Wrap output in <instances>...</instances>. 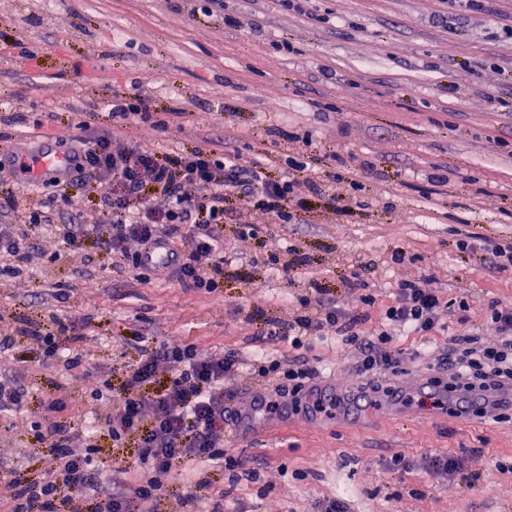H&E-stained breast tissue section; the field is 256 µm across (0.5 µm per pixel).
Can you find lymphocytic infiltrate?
<instances>
[{"label": "lymphocytic infiltrate", "mask_w": 512, "mask_h": 512, "mask_svg": "<svg viewBox=\"0 0 512 512\" xmlns=\"http://www.w3.org/2000/svg\"><path fill=\"white\" fill-rule=\"evenodd\" d=\"M108 116L116 125L150 122L163 130L169 127L168 120L138 95L114 97ZM77 128L69 154L75 163L72 173L43 178L42 191L34 198L13 192L0 195V210L11 214L10 223L0 224L1 272L23 275L37 253L30 242L34 233L54 235L70 258L80 254L87 239L99 240L110 254L145 275L150 272L146 251L162 241L175 259L170 275L179 286L215 294L224 280L226 196L235 198L242 235L251 232L254 213L279 224H295L307 209L298 193V175L308 169L304 158L290 159L286 174L275 180L261 163L243 160L237 151L218 144L170 156L113 138L84 121ZM86 176L103 194L96 224L53 223L54 212L71 205L67 186ZM181 224L193 227L186 247L175 240ZM444 308L431 279H404L385 311L387 328L376 338L360 337L357 319L328 306L296 317L288 327V341L300 349L316 338L340 336L357 346L360 372H392L399 363L390 347L393 334L440 329ZM487 323L499 338L497 344L480 346L472 336L451 337L441 357L448 393L461 397L512 382V306L491 305ZM246 367L275 393V400L266 404L270 411L278 410V397L298 394L318 376L305 362L290 364L261 355L247 362L234 352L206 353L176 338L142 349L127 369L115 406L95 413L113 442L132 435L142 449L138 465L118 467L110 474L121 490L102 503L99 512H140L141 502L163 495L171 479L195 483V474L186 467L190 461L239 467V460L224 450V382ZM35 438L53 457L54 466L38 482L10 480L0 494V512H81V498L98 479L91 467L90 435L53 423L37 427Z\"/></svg>", "instance_id": "f902f5d3"}]
</instances>
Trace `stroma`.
<instances>
[{"label":"stroma","instance_id":"35a3bbf8","mask_svg":"<svg viewBox=\"0 0 512 512\" xmlns=\"http://www.w3.org/2000/svg\"><path fill=\"white\" fill-rule=\"evenodd\" d=\"M228 16L234 25H225ZM507 25L512 0L481 11L447 0H305L299 11L286 0H222L207 13L199 0H0V148L40 139L47 112L54 142H70L77 113L106 127L113 97L136 94L174 113L172 127L114 133L157 151L174 156L223 141L273 178L288 157L317 159L312 187L300 189L313 218L272 224L254 214L257 234L236 238L216 298L169 278H137L94 241L72 261L33 237L44 255L32 278L0 275V335L12 338L0 371L19 373L32 394L27 413L0 415V457L25 477L41 476L52 459L32 454L30 422L42 414L43 393L69 401L57 422L93 426L81 397L107 384L120 391L143 342L185 338L245 359L261 350L307 360L334 410H316L305 391L280 398L276 413L239 397L248 425L227 433L224 448L243 467L202 466L209 486L173 481L141 512H180L183 501L190 512H209L219 493L224 512H315L334 498L346 499L348 512H512V418L458 416L415 393L400 414L387 402L388 390L443 376L438 358L449 337L495 343L486 310L512 304L511 266L493 269L455 248L467 232L512 243ZM22 46L31 59L19 57ZM304 134L310 145L299 143ZM335 191L355 203L342 220L330 212ZM398 248L401 265L391 261ZM273 253L279 264H269ZM298 255L304 269L285 270ZM361 268L377 297L367 310L346 286ZM423 276L443 299L467 291L470 310L435 335L394 337L397 373H359L350 345L317 339L296 350L267 337L301 314L305 295L314 310L333 303L364 314L359 332L375 338L399 280ZM313 278L321 293L309 290ZM68 319L80 338L59 337V347L87 356L93 371L83 378L59 363L41 367L27 336ZM355 402L362 420L350 423L344 415ZM93 428L97 462L138 461L135 439L117 446L106 428ZM437 453L454 457L458 472L432 470ZM396 459L402 470L393 469Z\"/></svg>","mask_w":512,"mask_h":512}]
</instances>
